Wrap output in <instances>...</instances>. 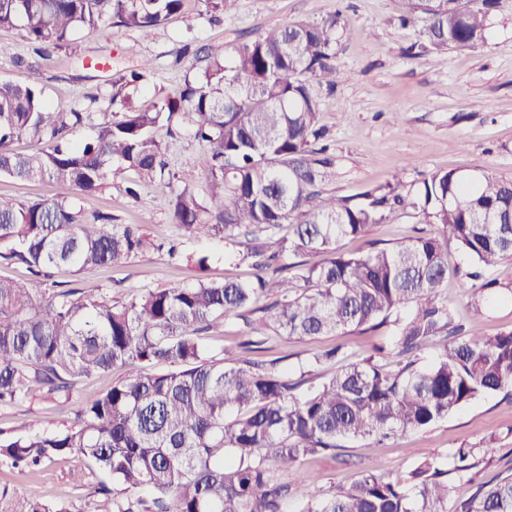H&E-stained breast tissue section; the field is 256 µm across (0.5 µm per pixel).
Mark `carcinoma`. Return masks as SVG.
I'll list each match as a JSON object with an SVG mask.
<instances>
[{"instance_id": "carcinoma-1", "label": "carcinoma", "mask_w": 512, "mask_h": 512, "mask_svg": "<svg viewBox=\"0 0 512 512\" xmlns=\"http://www.w3.org/2000/svg\"><path fill=\"white\" fill-rule=\"evenodd\" d=\"M235 0H203L215 20ZM402 24L421 18L427 47L471 51L483 44L497 0H399ZM183 0H0V28L17 27L41 57L71 48L79 31L148 30L169 22ZM340 14L298 20L231 50H197L193 80L150 108L114 94L112 112L86 142L68 132L82 112L50 106L34 83L0 80V176L55 180L83 193L106 185L112 166L138 177L168 201L185 239L241 240L251 281L200 280L184 288L145 290L114 301L79 288L43 287L48 270L122 267L158 248L136 224L110 213L86 215L64 200L22 203L0 197V257L25 263L36 279L0 278V406L35 396L69 401L76 381L116 364L139 371L80 402L75 425L0 440V459L35 473L77 453L105 479L93 512H448V473L466 475L478 453L462 445L449 469L419 463L407 483L364 471L320 495L307 489V459L347 440L426 429L473 401L512 387V330L463 333L443 290L447 245L455 242L480 278L512 260V181L481 171L465 178L437 171L407 184L399 175L355 196L328 190L336 157L324 144L321 88L336 86ZM150 63L121 75L138 86ZM164 125L201 145L195 166L203 194L179 188L167 168ZM53 147L18 153L16 140ZM402 211L435 234L396 247L349 254L345 237L364 234ZM287 230L277 236L281 230ZM277 299L261 306V298ZM247 313L250 332L305 338L362 333L383 326L407 358L394 372L372 358L342 363L341 347L309 366L337 363L328 376L296 379L231 349L214 355L205 333L226 316ZM444 340L430 364L418 353ZM169 365L158 372L155 367ZM0 512H69L60 502L0 484ZM454 512H512V475L478 487Z\"/></svg>"}]
</instances>
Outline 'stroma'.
Instances as JSON below:
<instances>
[{
    "instance_id": "1",
    "label": "stroma",
    "mask_w": 512,
    "mask_h": 512,
    "mask_svg": "<svg viewBox=\"0 0 512 512\" xmlns=\"http://www.w3.org/2000/svg\"><path fill=\"white\" fill-rule=\"evenodd\" d=\"M203 9L202 0H185L183 18L146 31L116 28L108 39L81 34L73 51L47 60L34 54L20 30L0 29V79L35 83L50 104L86 113L85 125L68 135L70 141L81 142L111 110L112 71L136 69L143 60L151 61V71L132 96L133 104L146 107L175 92L195 71L194 56L181 53L188 38L229 48L272 27L338 11L344 20L336 54L340 79L335 90L322 94L321 123L335 149L338 171L330 191L352 196L398 174L411 184L449 169L478 168L512 178V0H499L487 39L475 50L429 51L417 57L406 51L420 40L424 24L401 26L396 0H235L215 24L203 17ZM156 135L164 141L166 160L179 186L203 193L205 180L194 164L198 145L186 137L170 138L162 127ZM132 177V172H120L98 192L84 195L65 184L2 176L0 196L23 203L44 198L70 201L86 214L109 213L118 223L140 225L156 241L178 243L176 254L149 252L124 268L55 269L54 281L65 288L124 300L136 291L180 288L201 279L254 277L251 261L230 255L223 240L179 239L165 198L146 186L138 197L126 195ZM432 231V225L398 212L361 237L341 240L340 247L347 253L364 252L375 244L394 247ZM201 257L206 260L202 266L197 263ZM489 277L496 285L485 289L481 310L470 305L456 277L448 279L447 296L462 323L494 335L512 330V293L506 290L512 283V261L502 262ZM389 342L385 327L304 340L270 332L254 357L277 361L296 376L308 358L324 348L343 345L356 361ZM75 410L74 404L60 406L41 399L0 408V436L68 428L75 422ZM488 442L494 450L477 457L470 478L449 476V504L469 498L481 483L512 474V388L479 398L448 419L399 436L384 447L369 439L349 442L340 455L309 460L304 469L315 493L361 470L402 484L423 460L445 461L461 445L481 448ZM84 466L76 455L46 463L34 474L0 465V482L31 496L65 502L69 512H91L99 474H86L79 483L69 476Z\"/></svg>"
}]
</instances>
